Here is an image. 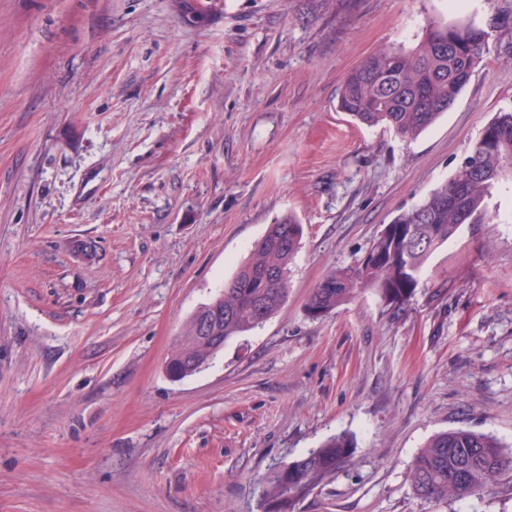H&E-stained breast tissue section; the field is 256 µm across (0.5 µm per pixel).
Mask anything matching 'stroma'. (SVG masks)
Listing matches in <instances>:
<instances>
[{
	"label": "stroma",
	"instance_id": "stroma-1",
	"mask_svg": "<svg viewBox=\"0 0 512 512\" xmlns=\"http://www.w3.org/2000/svg\"><path fill=\"white\" fill-rule=\"evenodd\" d=\"M490 31L418 138L337 108L426 21ZM512 106V0H0V512H262L261 480L340 433L300 512H512L418 498L436 433L512 447V183L429 259L404 311L307 300L460 169ZM303 226L288 298L197 373L168 362L267 226Z\"/></svg>",
	"mask_w": 512,
	"mask_h": 512
}]
</instances>
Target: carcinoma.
Wrapping results in <instances>:
<instances>
[{"mask_svg":"<svg viewBox=\"0 0 512 512\" xmlns=\"http://www.w3.org/2000/svg\"><path fill=\"white\" fill-rule=\"evenodd\" d=\"M193 21L203 23L223 0H195ZM489 32L472 23L429 22L415 47L381 50L355 67L340 90L338 108L368 127L384 126L414 139L455 103L483 60ZM512 107L483 128L456 174L418 204L398 214L358 261L332 270L308 298V311L327 314L371 289L388 308L411 299L428 259L463 224L492 220L487 197L512 180ZM303 226L291 215L268 225L248 260L216 296L224 308V340L243 335L270 319L288 297L290 265L301 247ZM187 343L169 363L174 374H194L214 353L195 348V324ZM353 443L346 434L327 439L262 482L265 512H297L298 505L344 464ZM512 472V453L491 435L454 428L432 437L419 450L410 479L425 500L461 501L501 484Z\"/></svg>","mask_w":512,"mask_h":512,"instance_id":"obj_1","label":"carcinoma"}]
</instances>
